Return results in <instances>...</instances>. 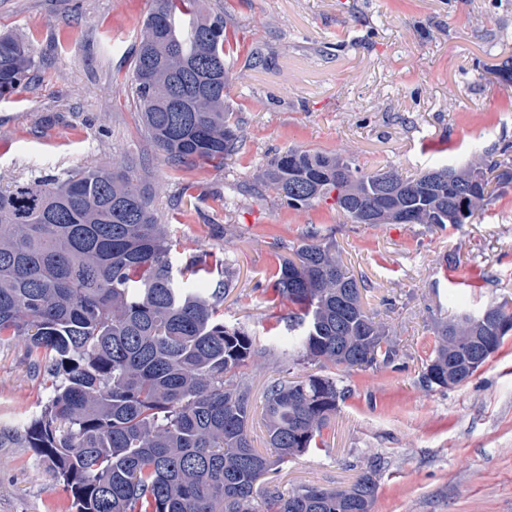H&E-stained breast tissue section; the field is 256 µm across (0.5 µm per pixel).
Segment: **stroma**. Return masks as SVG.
Here are the masks:
<instances>
[{
    "label": "stroma",
    "instance_id": "1",
    "mask_svg": "<svg viewBox=\"0 0 512 512\" xmlns=\"http://www.w3.org/2000/svg\"><path fill=\"white\" fill-rule=\"evenodd\" d=\"M151 0H0V31L29 39L31 85L0 100V189L89 165L130 167L176 264L221 254L224 321L269 347L251 363L249 436L266 451L265 394L299 375L273 274L314 229L333 239L364 308L398 343L394 363L339 373L345 400L325 445L270 471L263 488L336 490L379 471L373 512H512V335L466 382L426 387L438 323L512 303V180L465 224H350L322 203L292 209L257 176L298 146L366 171L462 168L512 144V0H202L233 52L227 101L245 146L223 165L175 166L141 127L128 87ZM21 340L0 343V420L38 413L48 391ZM32 449L0 448V512H70Z\"/></svg>",
    "mask_w": 512,
    "mask_h": 512
}]
</instances>
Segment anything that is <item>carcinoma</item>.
I'll use <instances>...</instances> for the list:
<instances>
[{"label": "carcinoma", "instance_id": "obj_1", "mask_svg": "<svg viewBox=\"0 0 512 512\" xmlns=\"http://www.w3.org/2000/svg\"><path fill=\"white\" fill-rule=\"evenodd\" d=\"M196 0H154L133 59L131 94L151 142L174 165L224 164L243 145L241 120L224 100L229 81L224 19L203 16ZM36 64L20 34L0 33V97L26 87ZM501 162L442 168V179L365 172L351 160L289 147L258 176L280 204L316 206L356 186L355 210L391 181V199L436 224L437 212L470 216L492 196ZM343 179L336 180V168ZM157 222L148 193L125 169L85 167L0 191V342L15 337L35 357L50 393L40 412L0 424L1 448H30L71 498L72 512H372L377 470L346 490L307 487L270 492L258 510L260 482L273 467L322 443L346 391L336 371L388 365L396 342L364 309L357 281L336 243L303 234L274 273V288L292 309L282 317L288 344L318 371L278 379L265 396L267 444L252 447L250 388L240 370L269 352L241 324L224 323V294L194 287V277L223 268L207 251L182 266ZM468 345L471 372L501 346L498 322L512 324L508 302ZM453 321L436 330L423 383L448 387L457 363Z\"/></svg>", "mask_w": 512, "mask_h": 512}]
</instances>
